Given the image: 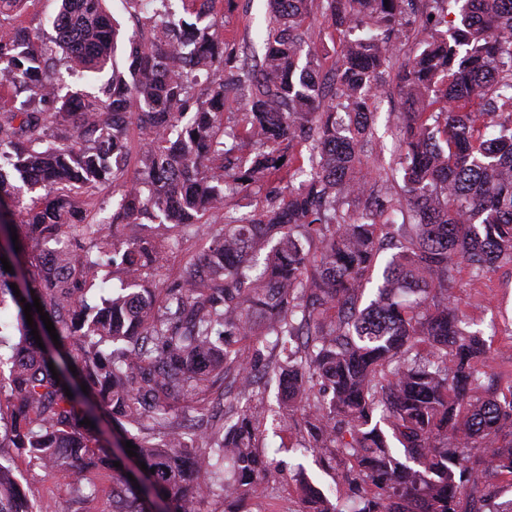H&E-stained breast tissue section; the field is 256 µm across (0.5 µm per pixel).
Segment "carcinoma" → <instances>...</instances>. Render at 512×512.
<instances>
[{
    "label": "carcinoma",
    "instance_id": "cac0c4a2",
    "mask_svg": "<svg viewBox=\"0 0 512 512\" xmlns=\"http://www.w3.org/2000/svg\"><path fill=\"white\" fill-rule=\"evenodd\" d=\"M25 2L0 0V232L13 267L0 263V309L14 307L0 320V447L46 474L80 461L94 476L43 508L0 453V512H78L100 477L109 512H150L147 487L167 512H200L218 491L242 504L275 483L266 424L297 415L300 447L329 467L354 460L343 479L355 507L300 471L302 512H512L488 483L512 474V387L499 391L490 346L450 295L459 265L481 282L512 263V0H453L452 18L447 0H270L251 64L197 0L179 19L171 0H124L139 23L124 42L105 0H58L55 44L39 52L17 23ZM318 15L341 45L327 71L306 26ZM409 36L419 52L400 65L395 43ZM63 65L112 72L86 98L65 90ZM395 68L399 154L369 173L372 107ZM232 91L252 156L221 123ZM133 124L148 147L128 182ZM294 140L308 156L289 155ZM274 178L265 209L229 205ZM109 181L120 200L89 216L80 195ZM216 213L224 227L204 230ZM200 236L204 262L187 260L157 296L149 276ZM108 273L119 286L89 302ZM36 297L58 334L45 349L24 314ZM86 418L124 423L117 448L137 446L148 485L114 466Z\"/></svg>",
    "mask_w": 512,
    "mask_h": 512
}]
</instances>
